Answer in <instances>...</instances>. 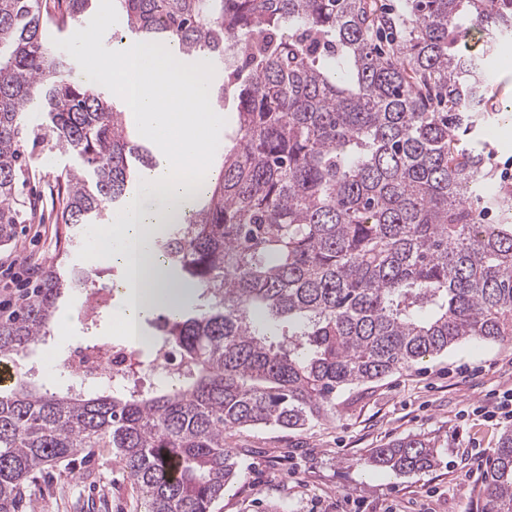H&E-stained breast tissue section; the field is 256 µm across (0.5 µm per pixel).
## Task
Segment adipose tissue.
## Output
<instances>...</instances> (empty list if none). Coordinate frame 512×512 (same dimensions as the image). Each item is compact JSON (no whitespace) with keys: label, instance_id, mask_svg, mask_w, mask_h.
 Listing matches in <instances>:
<instances>
[{"label":"adipose tissue","instance_id":"1","mask_svg":"<svg viewBox=\"0 0 512 512\" xmlns=\"http://www.w3.org/2000/svg\"><path fill=\"white\" fill-rule=\"evenodd\" d=\"M96 74L124 96L141 128L159 144L157 164L143 176L146 193L131 199L127 214L104 225L95 254L96 260L133 273L134 296L122 298L114 325L137 348L143 338L132 335V324L156 306L180 307L188 295L173 283L151 246L193 208L197 194L186 189L182 169L207 157V133L218 126L219 117L211 110L208 85L197 66L174 65L172 55L157 61L143 46L122 44L97 62ZM175 129L181 132L176 141L169 137Z\"/></svg>","mask_w":512,"mask_h":512}]
</instances>
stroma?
<instances>
[{
    "mask_svg": "<svg viewBox=\"0 0 512 512\" xmlns=\"http://www.w3.org/2000/svg\"><path fill=\"white\" fill-rule=\"evenodd\" d=\"M105 14L110 24H102ZM86 19L99 53H110L121 27L114 0H96ZM465 145L482 153L501 198H512V185L502 178L512 165V116H486ZM75 164L65 154H42L20 185V198H41L43 220L14 225L9 236L0 238V264L15 268L14 274L0 273V300L36 289L37 280L21 278L35 262H59L66 273L96 269L93 283L61 299L64 312L81 309L91 291L119 284L118 266L90 264L98 225L68 229L56 221L48 184ZM115 312L108 307L93 323L79 317L55 321L44 342L18 357V371L50 389L69 386V379L44 364V347L63 353L80 343L115 341ZM511 389L512 343L466 341L379 381L341 389L335 416L304 431L256 427L228 432L226 445L238 452L242 476L211 512H480L486 460L512 422L484 421L479 410ZM413 433L435 437L438 463L433 469L399 475L368 463L371 449ZM31 498L35 512H143L138 490L105 448L97 449L91 464H59L33 488Z\"/></svg>",
    "mask_w": 512,
    "mask_h": 512,
    "instance_id": "stroma-1",
    "label": "stroma"
}]
</instances>
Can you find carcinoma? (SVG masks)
<instances>
[{"instance_id": "obj_1", "label": "carcinoma", "mask_w": 512, "mask_h": 512, "mask_svg": "<svg viewBox=\"0 0 512 512\" xmlns=\"http://www.w3.org/2000/svg\"><path fill=\"white\" fill-rule=\"evenodd\" d=\"M114 2L135 43L221 64L212 106H236L208 192L153 242L199 300L160 324L181 384L94 398L20 377L0 388V512H20L39 474L96 448L116 454L144 512H210L240 476L224 433L303 431L346 386L463 340L512 342V208L482 155L460 147L489 111L487 64L512 41V0ZM46 4L0 0V236L37 217L17 191L39 147L78 162L51 188L67 227L110 218L156 164L126 112L45 41L93 0ZM466 30L482 34L480 52L461 48ZM34 105L46 121L32 131L22 115ZM489 208L496 223H480ZM87 281L48 264L35 297L0 320V363L47 336L59 300ZM369 459L411 474L436 452L414 434ZM479 494L483 512H512V429Z\"/></svg>"}]
</instances>
